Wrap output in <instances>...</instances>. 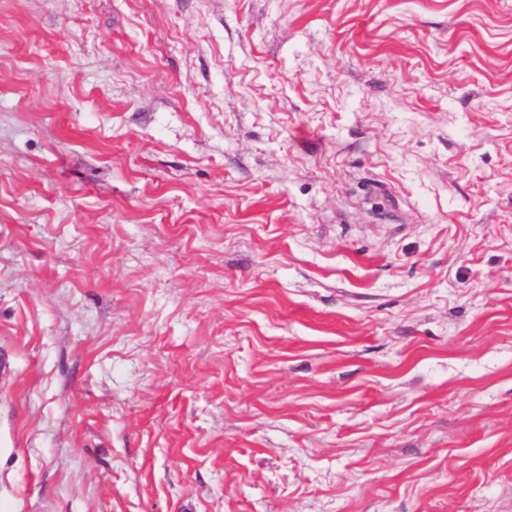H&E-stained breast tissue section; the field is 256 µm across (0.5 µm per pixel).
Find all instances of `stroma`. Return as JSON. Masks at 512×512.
I'll return each mask as SVG.
<instances>
[{"instance_id":"1","label":"stroma","mask_w":512,"mask_h":512,"mask_svg":"<svg viewBox=\"0 0 512 512\" xmlns=\"http://www.w3.org/2000/svg\"><path fill=\"white\" fill-rule=\"evenodd\" d=\"M0 512H512V0H0Z\"/></svg>"}]
</instances>
